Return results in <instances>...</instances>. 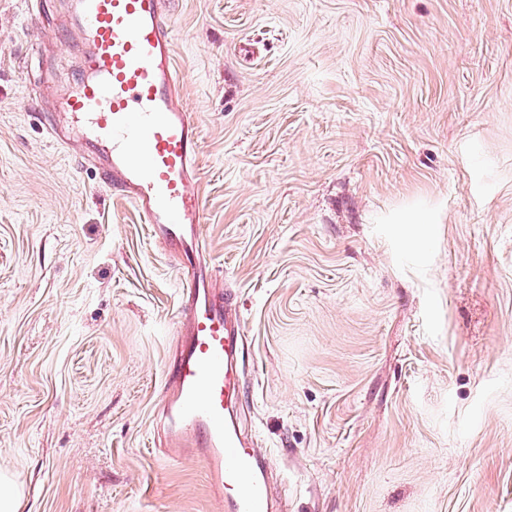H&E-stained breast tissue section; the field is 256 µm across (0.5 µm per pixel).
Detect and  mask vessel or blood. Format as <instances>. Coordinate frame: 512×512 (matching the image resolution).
<instances>
[{"label": "vessel or blood", "instance_id": "obj_1", "mask_svg": "<svg viewBox=\"0 0 512 512\" xmlns=\"http://www.w3.org/2000/svg\"><path fill=\"white\" fill-rule=\"evenodd\" d=\"M165 5L64 0V23L83 51L78 77L58 102L68 122L46 132L61 148L82 141L99 183L138 208L183 271L182 320L155 418L165 458L202 460L224 512H273L266 458L237 422L244 328L234 293L218 289L203 247V208L191 189L201 136L178 102Z\"/></svg>", "mask_w": 512, "mask_h": 512}]
</instances>
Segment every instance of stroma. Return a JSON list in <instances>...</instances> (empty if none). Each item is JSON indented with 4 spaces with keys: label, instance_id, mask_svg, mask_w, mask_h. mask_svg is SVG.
<instances>
[{
    "label": "stroma",
    "instance_id": "stroma-1",
    "mask_svg": "<svg viewBox=\"0 0 512 512\" xmlns=\"http://www.w3.org/2000/svg\"><path fill=\"white\" fill-rule=\"evenodd\" d=\"M170 2L288 512H512V0ZM68 54L0 0V471L19 512H222L151 445L183 275L35 118Z\"/></svg>",
    "mask_w": 512,
    "mask_h": 512
}]
</instances>
